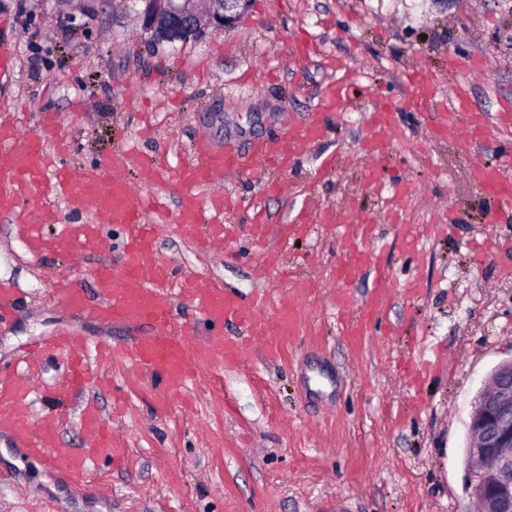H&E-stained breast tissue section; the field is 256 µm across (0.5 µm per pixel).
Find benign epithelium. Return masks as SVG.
Wrapping results in <instances>:
<instances>
[{"instance_id":"7a95c632","label":"benign epithelium","mask_w":512,"mask_h":512,"mask_svg":"<svg viewBox=\"0 0 512 512\" xmlns=\"http://www.w3.org/2000/svg\"><path fill=\"white\" fill-rule=\"evenodd\" d=\"M142 28L158 43H186L205 32L236 27L249 0H212L207 16L197 0H140ZM491 388L474 397L468 431V491L482 512H512V360L491 372Z\"/></svg>"}]
</instances>
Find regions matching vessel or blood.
<instances>
[{
  "label": "vessel or blood",
  "mask_w": 512,
  "mask_h": 512,
  "mask_svg": "<svg viewBox=\"0 0 512 512\" xmlns=\"http://www.w3.org/2000/svg\"><path fill=\"white\" fill-rule=\"evenodd\" d=\"M407 80L411 108L439 106L436 136L456 145L485 137L486 118L484 113L470 107L467 82H458L452 97L447 98L442 94L438 78L425 69L413 70ZM348 105L342 85L325 87L321 110L337 113ZM392 114V109L386 106L373 112L371 134L363 144L369 157L387 156L393 131ZM324 131L323 119L314 118L289 139L287 151L270 147L266 153L277 159L286 152L296 153L300 146L321 140ZM56 132V127L48 123L26 134L14 121L0 118V212L12 216L30 252L65 253L78 258L103 248L104 225L123 224L130 230L120 268L102 264L91 273L96 301H88L83 288L68 282L54 291L60 305L104 322L146 326V334L126 347L125 353L132 364L164 385L191 382L200 369L217 363L245 365L251 358L256 338L268 333L265 320L256 316L260 304L245 307L242 297L220 281H203L188 275L175 277L169 265L156 254L159 235L172 223L185 238L204 244L199 228L205 209L218 213L224 210V195L214 191L213 186L224 172L242 167L241 155L231 149L205 152L178 168L171 182L180 193L181 202L172 212L162 198H135L127 171L142 170L155 181L163 177L160 168L144 164L135 148L123 150L111 166L91 169L71 166L62 161L61 145L47 142ZM474 173L490 203L489 223H502L512 215V182L504 180L499 166L492 164L481 165ZM205 187L209 188V195L199 197L198 189ZM50 194L90 210L92 221L73 225L54 238L43 237L38 225L31 222L29 207ZM178 293L195 304L214 326L243 321L245 336L231 339L220 334L203 342L190 328L174 325L171 306ZM41 350L66 360L69 368L66 385L73 389L88 385L96 369L113 354L111 345L68 332L51 337ZM40 369L39 358L29 357L15 370H0V432L11 434L19 447L40 457L46 468L63 471L73 484L84 483L91 475L94 458L102 453L109 456L114 453L108 423L95 408H87L80 420L87 446L78 450L63 447L56 426L38 425L30 414L33 383Z\"/></svg>",
  "instance_id": "1"
}]
</instances>
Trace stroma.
Listing matches in <instances>:
<instances>
[{
    "instance_id": "obj_1",
    "label": "stroma",
    "mask_w": 512,
    "mask_h": 512,
    "mask_svg": "<svg viewBox=\"0 0 512 512\" xmlns=\"http://www.w3.org/2000/svg\"><path fill=\"white\" fill-rule=\"evenodd\" d=\"M140 8L101 0L88 17L55 0H0V44L15 60L0 101L27 131L57 114L71 165L111 164L129 141L171 172L199 147L236 148L247 164L219 182L237 204L234 234L200 250L173 231L157 253L248 300L288 295L295 325L280 353L260 342L248 366L217 365L169 389L119 357L112 389L65 392V365L44 357L36 419L81 448L80 414L95 403L124 460L94 459L91 479L75 486L0 434V470L11 474L0 512H478L466 490V422L490 371L512 358V223H488L472 170L498 160L512 124L497 116L512 100V0H250L235 29L161 45L142 32ZM453 57L479 61L471 102L493 119L467 151L434 136L437 111L399 108L404 69L441 76L448 94L459 80ZM332 82L344 84L348 111L285 167L263 164L261 148L287 146ZM384 104L398 112L374 174L363 143ZM351 209L373 221L354 246L349 226L321 219ZM285 224L306 230L285 239ZM125 237L124 225H109L106 248L80 260L35 256L0 216V280L18 290L0 319L1 369L65 330L115 344L134 337L67 316L50 296L66 273L95 298L90 272L120 265ZM359 248L372 267L337 281ZM278 254L289 279L266 265ZM368 302L373 317L353 335Z\"/></svg>"
}]
</instances>
